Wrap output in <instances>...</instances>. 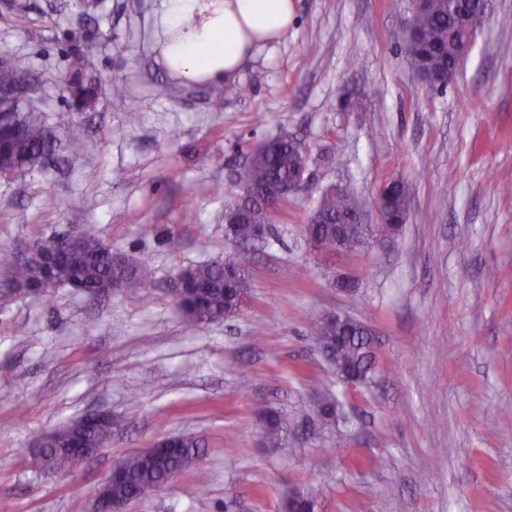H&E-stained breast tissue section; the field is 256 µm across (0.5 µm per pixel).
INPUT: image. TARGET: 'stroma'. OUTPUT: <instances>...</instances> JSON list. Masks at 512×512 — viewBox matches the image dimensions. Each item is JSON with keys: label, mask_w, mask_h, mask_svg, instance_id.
I'll use <instances>...</instances> for the list:
<instances>
[{"label": "stroma", "mask_w": 512, "mask_h": 512, "mask_svg": "<svg viewBox=\"0 0 512 512\" xmlns=\"http://www.w3.org/2000/svg\"><path fill=\"white\" fill-rule=\"evenodd\" d=\"M15 2L0 5V52L30 59L45 125L62 141L79 128L82 147L0 178V246L23 257L39 236L91 224L154 275L103 296L0 302V512H91L118 459L179 434L203 440L201 458L126 512H281L299 490L316 512H512V26L500 23L512 0H488L442 89L405 51L412 0H294L281 43L217 84L160 63L157 0H99L91 19L74 0ZM78 52L84 81L126 96L77 111L56 85ZM278 136L303 143L306 181L272 214L240 310L188 326L178 278L239 251L227 187L248 149ZM392 179L409 202L397 237L312 249L304 228L324 190L370 211ZM334 314L372 331L369 385L340 381L309 336ZM323 388L339 422L313 437ZM267 407L288 419L285 447L260 440ZM91 411L111 413V441L47 471L39 437Z\"/></svg>", "instance_id": "1"}]
</instances>
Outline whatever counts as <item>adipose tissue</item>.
<instances>
[{
	"mask_svg": "<svg viewBox=\"0 0 512 512\" xmlns=\"http://www.w3.org/2000/svg\"><path fill=\"white\" fill-rule=\"evenodd\" d=\"M155 23L175 31L159 45L170 75L195 83L233 79L257 51L287 35L294 0H159Z\"/></svg>",
	"mask_w": 512,
	"mask_h": 512,
	"instance_id": "adipose-tissue-1",
	"label": "adipose tissue"
}]
</instances>
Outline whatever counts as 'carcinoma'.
Wrapping results in <instances>:
<instances>
[{
	"label": "carcinoma",
	"mask_w": 512,
	"mask_h": 512,
	"mask_svg": "<svg viewBox=\"0 0 512 512\" xmlns=\"http://www.w3.org/2000/svg\"><path fill=\"white\" fill-rule=\"evenodd\" d=\"M477 8L473 0H429V6L414 11L406 28L414 34L407 44L410 60L433 73L457 70L463 61L458 43L466 33L456 26L461 12ZM31 71V62L25 56L13 59L12 71L1 77L16 86L17 96L11 105L21 132L0 138V169L5 172L33 170L56 151L52 131L39 119L33 100L27 96L25 80ZM254 160L242 165L236 172L233 186L243 192L248 188H262L274 184L280 189V199L288 197V187L296 180L302 156L285 138L261 143L248 151ZM381 204L395 219L408 213V197L403 184L388 182ZM321 223L306 228L309 242L317 249L336 251V225L348 217L357 218L363 213L360 201L346 190L325 191L315 209ZM401 228L394 224L369 226L366 236L350 246L355 251L375 235L389 239ZM79 241L73 246L65 244L57 235H45L36 241L38 249L48 257H60L53 271V278L45 282L42 268L20 261L0 247V272L9 277L16 291L36 297L48 287H68L93 294H110L133 281H148L153 271L145 260L125 258V264L116 266L112 252L106 250L93 230L81 226L76 230ZM250 251L244 250L224 259V263L202 264L189 269L192 279L205 286L206 297L201 305L186 298L176 299V305L187 321L197 326L222 321L235 314L249 288ZM314 341L322 350L327 362L338 375L350 374L365 381L375 367L372 338L365 326L357 321L328 322L323 318L312 324ZM264 444L281 448L287 444L288 424L278 412L261 410ZM112 439V419L86 426L70 422L61 433L49 437L40 448L44 466L55 473L65 472L75 466L71 451L73 443L85 448H101ZM202 441L189 435H178L174 446L153 457L134 453L114 465L122 473L121 481L109 490L114 499L131 502L139 497L145 486L165 487L173 478L187 469L201 455Z\"/></svg>",
	"instance_id": "cac0c4a2"
}]
</instances>
